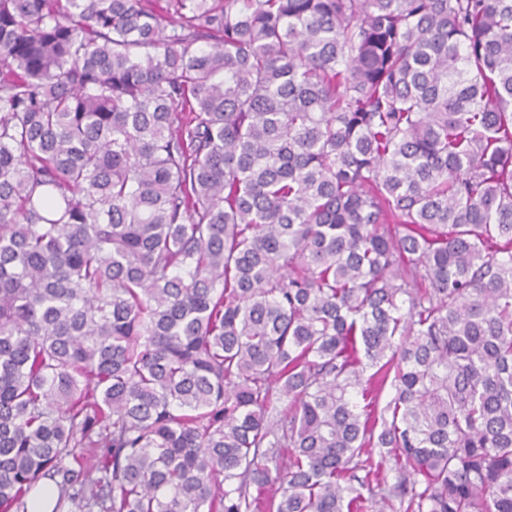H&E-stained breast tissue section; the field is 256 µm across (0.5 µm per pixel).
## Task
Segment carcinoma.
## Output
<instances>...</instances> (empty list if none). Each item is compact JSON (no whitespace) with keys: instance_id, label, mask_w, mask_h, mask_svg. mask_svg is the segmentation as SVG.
<instances>
[{"instance_id":"1","label":"carcinoma","mask_w":512,"mask_h":512,"mask_svg":"<svg viewBox=\"0 0 512 512\" xmlns=\"http://www.w3.org/2000/svg\"><path fill=\"white\" fill-rule=\"evenodd\" d=\"M43 499L512 512V0H0V512Z\"/></svg>"}]
</instances>
